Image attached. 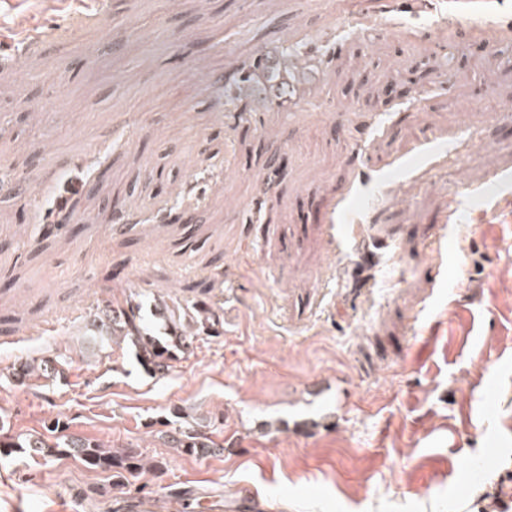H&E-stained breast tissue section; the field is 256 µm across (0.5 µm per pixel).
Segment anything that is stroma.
Listing matches in <instances>:
<instances>
[{
  "mask_svg": "<svg viewBox=\"0 0 512 512\" xmlns=\"http://www.w3.org/2000/svg\"><path fill=\"white\" fill-rule=\"evenodd\" d=\"M34 26L56 35L24 50ZM0 34L25 67L0 64V173L26 180L0 187V315L21 321L0 435L57 419L164 462L92 501L108 473L0 454V512H175L176 489L194 512L492 508L512 478V0H0ZM263 42L303 61L294 109L230 117L205 83ZM204 279L224 333L168 376L109 349L13 379L77 347L98 301H192ZM177 407L219 451L164 445ZM69 363L65 358L25 360L13 369L12 376L21 383L48 375L63 376Z\"/></svg>",
  "mask_w": 512,
  "mask_h": 512,
  "instance_id": "obj_1",
  "label": "stroma"
}]
</instances>
